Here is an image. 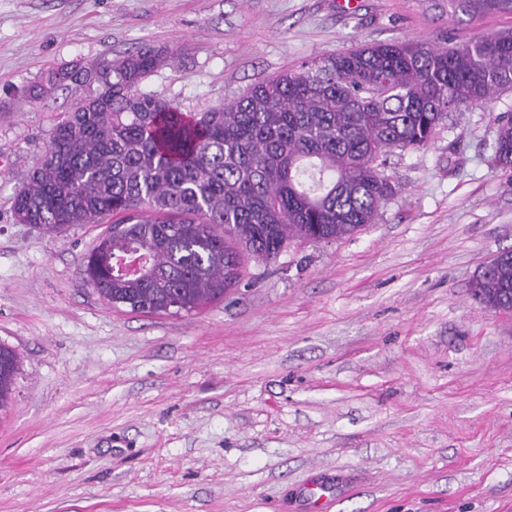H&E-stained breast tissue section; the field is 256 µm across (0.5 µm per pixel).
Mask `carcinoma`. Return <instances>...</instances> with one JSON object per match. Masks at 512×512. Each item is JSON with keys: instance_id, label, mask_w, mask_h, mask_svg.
<instances>
[{"instance_id": "cac0c4a2", "label": "carcinoma", "mask_w": 512, "mask_h": 512, "mask_svg": "<svg viewBox=\"0 0 512 512\" xmlns=\"http://www.w3.org/2000/svg\"><path fill=\"white\" fill-rule=\"evenodd\" d=\"M464 13L512 14V0H452ZM163 43L52 67L28 89L38 103L83 91L53 125L13 199L24 224L64 232L108 224L81 274L109 304L190 312L224 299L242 257L271 261L293 239L351 237L397 193L387 157L421 150L454 112L512 90V31L452 46L359 44L251 85L205 112L142 91L176 65ZM489 148L512 169V113ZM511 311L512 253L472 283ZM15 352L0 346V410L12 401Z\"/></svg>"}]
</instances>
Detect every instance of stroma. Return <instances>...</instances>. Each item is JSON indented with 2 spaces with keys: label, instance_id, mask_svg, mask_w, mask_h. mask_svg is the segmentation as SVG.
Returning a JSON list of instances; mask_svg holds the SVG:
<instances>
[{
  "label": "stroma",
  "instance_id": "35a3bbf8",
  "mask_svg": "<svg viewBox=\"0 0 512 512\" xmlns=\"http://www.w3.org/2000/svg\"><path fill=\"white\" fill-rule=\"evenodd\" d=\"M512 30L449 0H0V512H512V312L475 301L512 249V170L489 149L512 91L391 156L376 223L244 258L223 300L113 307L84 283L103 232L23 224L12 198L79 95L30 104L53 65L145 41L143 84L203 112L354 44ZM324 510L297 491L324 477ZM18 369L15 352L0 346V410L6 409L12 401L14 377Z\"/></svg>",
  "mask_w": 512,
  "mask_h": 512
}]
</instances>
